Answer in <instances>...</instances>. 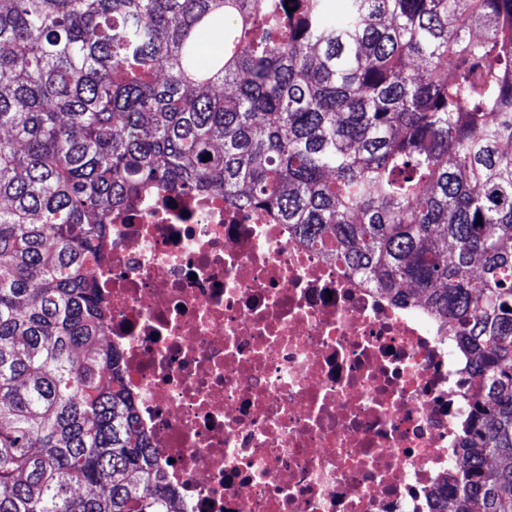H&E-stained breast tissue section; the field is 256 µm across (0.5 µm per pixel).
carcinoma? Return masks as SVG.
<instances>
[{
  "mask_svg": "<svg viewBox=\"0 0 512 512\" xmlns=\"http://www.w3.org/2000/svg\"><path fill=\"white\" fill-rule=\"evenodd\" d=\"M345 3L0 0V512H182L90 266L213 187L454 321L445 512H512V0Z\"/></svg>",
  "mask_w": 512,
  "mask_h": 512,
  "instance_id": "obj_1",
  "label": "carcinoma"
}]
</instances>
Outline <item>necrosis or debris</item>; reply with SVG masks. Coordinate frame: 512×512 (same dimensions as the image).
I'll list each match as a JSON object with an SVG mask.
<instances>
[{
  "label": "necrosis or debris",
  "mask_w": 512,
  "mask_h": 512,
  "mask_svg": "<svg viewBox=\"0 0 512 512\" xmlns=\"http://www.w3.org/2000/svg\"><path fill=\"white\" fill-rule=\"evenodd\" d=\"M107 341L185 512H434L460 463L453 322L219 190L112 213Z\"/></svg>",
  "instance_id": "1"
}]
</instances>
